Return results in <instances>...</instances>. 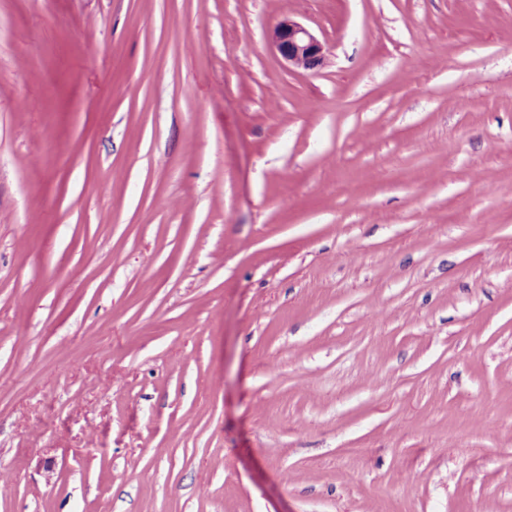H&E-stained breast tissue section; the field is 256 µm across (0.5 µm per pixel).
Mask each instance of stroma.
Returning <instances> with one entry per match:
<instances>
[{
  "label": "stroma",
  "mask_w": 512,
  "mask_h": 512,
  "mask_svg": "<svg viewBox=\"0 0 512 512\" xmlns=\"http://www.w3.org/2000/svg\"><path fill=\"white\" fill-rule=\"evenodd\" d=\"M0 512H512V0H0ZM273 50L292 70L318 72L324 65L327 48L306 26L285 17L268 33Z\"/></svg>",
  "instance_id": "obj_1"
}]
</instances>
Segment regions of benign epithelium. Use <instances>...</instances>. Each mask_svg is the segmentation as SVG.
Instances as JSON below:
<instances>
[{"label":"benign epithelium","instance_id":"benign-epithelium-1","mask_svg":"<svg viewBox=\"0 0 512 512\" xmlns=\"http://www.w3.org/2000/svg\"><path fill=\"white\" fill-rule=\"evenodd\" d=\"M273 50L292 70L319 71L326 59L327 48L306 26L285 17L268 33Z\"/></svg>","mask_w":512,"mask_h":512}]
</instances>
